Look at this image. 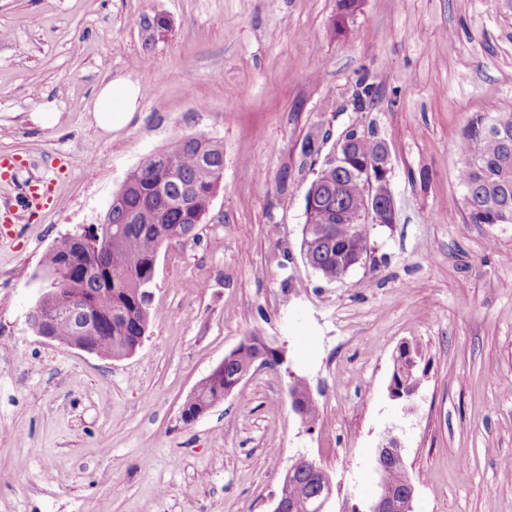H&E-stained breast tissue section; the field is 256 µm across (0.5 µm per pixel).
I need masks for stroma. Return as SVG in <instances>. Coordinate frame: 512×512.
I'll use <instances>...</instances> for the list:
<instances>
[{
  "label": "stroma",
  "instance_id": "35a3bbf8",
  "mask_svg": "<svg viewBox=\"0 0 512 512\" xmlns=\"http://www.w3.org/2000/svg\"><path fill=\"white\" fill-rule=\"evenodd\" d=\"M0 0V512H272L312 458L326 512L376 492L375 450L398 437L413 512H512V224H470L457 144L512 111V0ZM162 15L149 42L143 17ZM139 81L132 120L99 128L100 86ZM374 102L355 111L359 83ZM53 126L38 120L41 110ZM354 123L389 149L395 221L339 282L301 252L305 195ZM203 132L224 173L196 238L162 249L141 348L121 360L40 338L28 322L46 254L100 224L148 156ZM287 175L290 188L277 181ZM53 193L31 204L25 183ZM252 332L281 349L191 423L199 381ZM419 388L388 395L400 345ZM318 407L301 426L290 374Z\"/></svg>",
  "mask_w": 512,
  "mask_h": 512
}]
</instances>
